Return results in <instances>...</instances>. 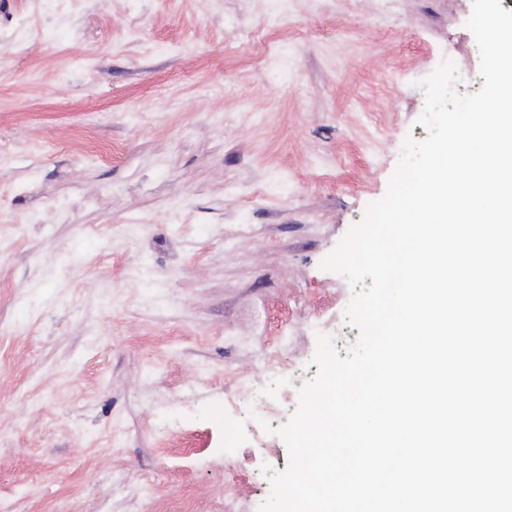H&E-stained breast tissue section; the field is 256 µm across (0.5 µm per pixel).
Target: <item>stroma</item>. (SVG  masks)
<instances>
[{"label": "stroma", "mask_w": 512, "mask_h": 512, "mask_svg": "<svg viewBox=\"0 0 512 512\" xmlns=\"http://www.w3.org/2000/svg\"><path fill=\"white\" fill-rule=\"evenodd\" d=\"M471 9L0 0V512H258L260 419L359 335L322 260L426 138L423 81L483 85Z\"/></svg>", "instance_id": "stroma-1"}]
</instances>
